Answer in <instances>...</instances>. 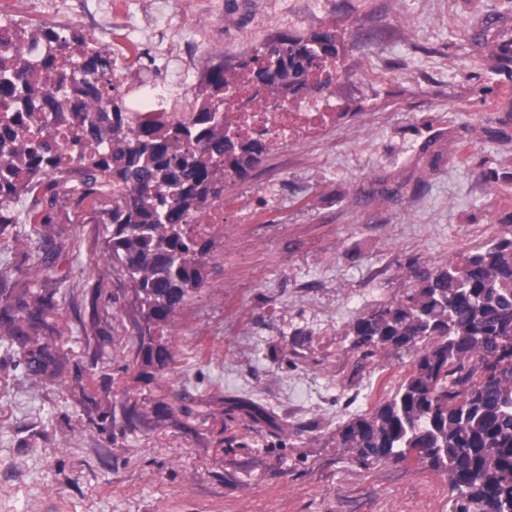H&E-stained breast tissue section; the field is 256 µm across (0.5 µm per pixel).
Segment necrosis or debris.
I'll return each instance as SVG.
<instances>
[{
    "label": "necrosis or debris",
    "mask_w": 512,
    "mask_h": 512,
    "mask_svg": "<svg viewBox=\"0 0 512 512\" xmlns=\"http://www.w3.org/2000/svg\"><path fill=\"white\" fill-rule=\"evenodd\" d=\"M340 77L339 68L328 67L289 96L282 88L259 83L255 75L237 76L235 94L222 107L224 121L240 129L244 142L266 145L269 157L283 156L297 137L318 142L335 128Z\"/></svg>",
    "instance_id": "1"
}]
</instances>
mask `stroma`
<instances>
[{
    "label": "stroma",
    "instance_id": "obj_1",
    "mask_svg": "<svg viewBox=\"0 0 512 512\" xmlns=\"http://www.w3.org/2000/svg\"><path fill=\"white\" fill-rule=\"evenodd\" d=\"M52 23L117 56L133 106L190 111L202 73L279 35L332 32L336 127L234 183L205 285L138 382L139 305L110 226L58 200L0 230V283L52 294L30 371L0 326V512H450L446 475L336 446L415 353L361 360L352 327L415 276L512 237V0H53ZM148 53L151 63L138 66ZM47 263L35 271L31 256ZM142 420L127 423L128 409Z\"/></svg>",
    "mask_w": 512,
    "mask_h": 512
}]
</instances>
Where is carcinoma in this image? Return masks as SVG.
I'll list each match as a JSON object with an SVG mask.
<instances>
[{
  "label": "carcinoma",
  "mask_w": 512,
  "mask_h": 512,
  "mask_svg": "<svg viewBox=\"0 0 512 512\" xmlns=\"http://www.w3.org/2000/svg\"><path fill=\"white\" fill-rule=\"evenodd\" d=\"M22 36L38 46L0 57V110L28 109L31 125L49 126L70 102V91L42 87L32 77L61 58L73 61L75 83L100 103L76 110L78 132L56 152L38 143L12 149L28 169L25 179L0 181V225L16 224L13 204L43 191L26 214L30 224L53 223L61 197L92 209L111 227L108 258L128 276L139 299V377L158 382L172 361L154 340L205 283L211 241L191 225L224 192L226 178L244 177L260 161L254 143L236 146L226 137V76L256 58L227 68L209 67L200 82L189 122L173 121L167 109L143 111L119 94L116 62L76 29L39 25ZM337 56L330 32L309 37L281 35L257 77L296 91L308 70ZM26 130L16 118L0 122V152ZM3 314L11 335L26 348L27 365L53 378L60 357L36 344L45 326L43 308L22 298ZM354 346L361 358L379 349H413V370L395 393L336 433V444L361 465L403 460L410 452L448 475L451 512H512V238L489 243L457 262L425 273L404 300L382 305L357 319Z\"/></svg>",
  "instance_id": "cac0c4a2"
}]
</instances>
